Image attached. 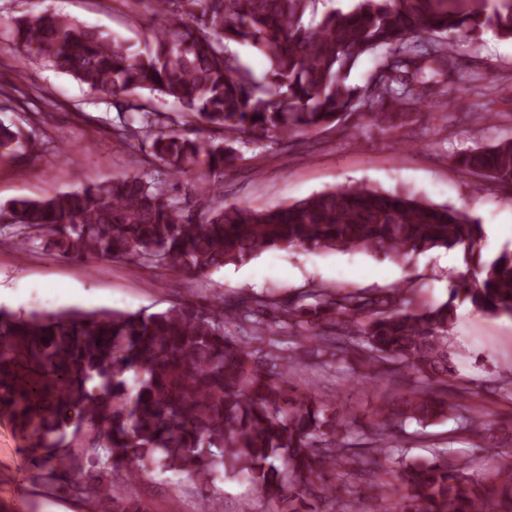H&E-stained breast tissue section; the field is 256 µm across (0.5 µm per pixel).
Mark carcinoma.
Wrapping results in <instances>:
<instances>
[{"label":"carcinoma","mask_w":512,"mask_h":512,"mask_svg":"<svg viewBox=\"0 0 512 512\" xmlns=\"http://www.w3.org/2000/svg\"><path fill=\"white\" fill-rule=\"evenodd\" d=\"M154 46L142 53L124 39L48 12L11 20L18 64L47 63L99 98L126 106L125 131L148 145L167 177L195 168L208 181L194 205L167 196L139 166L78 190L0 205V244L44 245L76 260L144 261L184 275L244 264L270 249L375 252L406 257L433 249L462 251L448 300L412 307L409 287L373 293L312 289L292 305L216 299L207 309L176 304L163 311L32 313L0 309V416L25 433L31 467L45 484L82 501L139 512L112 493L160 470L196 481L209 495L225 474L256 484L275 512H327L347 499L351 480L370 494L374 512H512V454L484 477L437 448L424 464L407 461L397 440L408 422L425 427L465 409L448 395V334L458 303L512 318V250L481 253L480 220L454 206L366 184L338 186L274 209L216 198L224 170L241 158L236 145L263 147L282 138L338 127L365 110L402 127L427 105L426 76L442 74L452 38L494 32L512 39V0H358L350 10L317 14L319 0H155ZM309 23H304L306 14ZM263 54L256 78L229 44ZM365 54L377 58L363 86L350 81ZM173 102L198 125L190 136L153 106ZM31 146L0 123V158ZM466 174L512 186V138L454 156ZM342 334L328 338L320 323ZM251 322L254 349L224 325ZM359 367L353 378L378 384L387 365L416 375L398 409L374 413V431L353 441L354 418L314 387L299 384L307 363ZM461 430L476 447L500 438L481 419Z\"/></svg>","instance_id":"carcinoma-1"}]
</instances>
